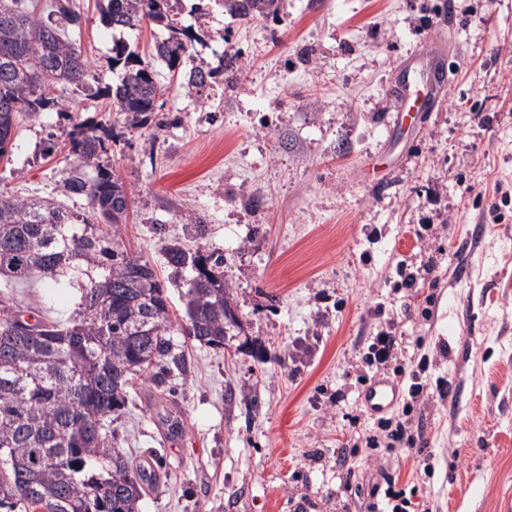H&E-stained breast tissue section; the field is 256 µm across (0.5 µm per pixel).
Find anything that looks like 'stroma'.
Wrapping results in <instances>:
<instances>
[{
    "label": "stroma",
    "mask_w": 512,
    "mask_h": 512,
    "mask_svg": "<svg viewBox=\"0 0 512 512\" xmlns=\"http://www.w3.org/2000/svg\"><path fill=\"white\" fill-rule=\"evenodd\" d=\"M182 25L202 31L179 71L153 60L168 31L118 39L152 61L154 124L74 94L72 122L21 115L0 157V191L64 192L72 123L114 125L108 160L129 194L118 239L155 268L182 320L188 271L164 248L224 256L237 322L211 348L172 329L187 367L135 378L112 417L133 465L156 478L140 512H369L395 478L421 512H504L512 502V0H280L240 18L217 0ZM70 37L99 81L118 84L97 0H74ZM452 11L450 27L440 14ZM442 28L449 80L437 111L384 139L386 89ZM212 71L187 94L193 67ZM375 170L383 187L372 186ZM203 228H196V221ZM14 296L67 321L77 286L37 280ZM397 336L385 370L401 386L419 360L409 424L425 451L389 444L360 401L372 336ZM376 446H367L368 437Z\"/></svg>",
    "instance_id": "stroma-1"
}]
</instances>
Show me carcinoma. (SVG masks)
<instances>
[{
	"instance_id": "1",
	"label": "carcinoma",
	"mask_w": 512,
	"mask_h": 512,
	"mask_svg": "<svg viewBox=\"0 0 512 512\" xmlns=\"http://www.w3.org/2000/svg\"><path fill=\"white\" fill-rule=\"evenodd\" d=\"M181 0H100V22L136 29L148 20L169 36L155 45L169 70L180 67L196 36L175 19ZM278 0H225L231 13L249 18L276 13ZM80 16L71 0L37 11L32 0H0V156L17 117L55 112L72 119L71 103L50 85L94 91L113 100L125 124L152 120L161 89L150 63L126 44L112 49V68L124 69L116 88L92 86L91 63L69 30ZM212 71H191L185 89L201 97ZM112 127L75 124L69 156L74 169L64 190L83 196L89 211L75 213L45 197L0 195V510L5 512H139L146 494L105 425L126 404L133 377L163 363L178 369L172 353L171 305L149 261L120 246L112 227L125 223L128 191L102 163ZM176 268L194 276L182 295L184 331L212 347L224 346L232 311L224 289V256L199 248H166ZM37 277L76 280V316L66 322L34 319L31 327L10 289Z\"/></svg>"
}]
</instances>
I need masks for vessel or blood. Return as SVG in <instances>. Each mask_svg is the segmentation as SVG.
Returning a JSON list of instances; mask_svg holds the SVG:
<instances>
[{
	"instance_id": "b4317fda",
	"label": "vessel or blood",
	"mask_w": 512,
	"mask_h": 512,
	"mask_svg": "<svg viewBox=\"0 0 512 512\" xmlns=\"http://www.w3.org/2000/svg\"><path fill=\"white\" fill-rule=\"evenodd\" d=\"M406 65L413 68L414 74L394 85L389 93L391 116L384 124L388 133L403 113L435 111L437 94L446 84L447 65L440 45H433L430 51L407 60ZM399 396L397 383L376 378L363 389L362 402L370 414L382 415L394 406Z\"/></svg>"
}]
</instances>
